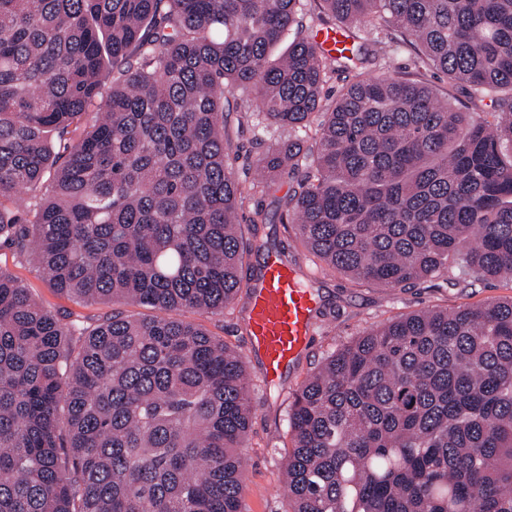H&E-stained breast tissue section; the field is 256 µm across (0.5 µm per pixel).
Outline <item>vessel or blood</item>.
<instances>
[{"label":"vessel or blood","mask_w":512,"mask_h":512,"mask_svg":"<svg viewBox=\"0 0 512 512\" xmlns=\"http://www.w3.org/2000/svg\"><path fill=\"white\" fill-rule=\"evenodd\" d=\"M250 292V349L260 355L266 379L277 383L309 343L316 300L298 274L274 256Z\"/></svg>","instance_id":"vessel-or-blood-1"}]
</instances>
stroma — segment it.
I'll list each match as a JSON object with an SVG mask.
<instances>
[{
    "instance_id": "stroma-1",
    "label": "stroma",
    "mask_w": 512,
    "mask_h": 512,
    "mask_svg": "<svg viewBox=\"0 0 512 512\" xmlns=\"http://www.w3.org/2000/svg\"><path fill=\"white\" fill-rule=\"evenodd\" d=\"M367 75H396L424 80L441 97L461 112L487 115L491 101H476L468 87L449 84L442 74L427 70L413 49L397 48L389 62L371 66ZM256 94L229 97L227 129L231 142L248 163L236 164L235 177L243 189L239 209L241 232L246 243L240 271L245 288L234 304L215 312L192 309L176 311L178 319L201 325L241 357L251 380V422L245 454L243 512H291L292 504L283 492V469L291 448L288 406L293 392L332 351L380 323L423 308L455 309L478 305L492 299L512 298V284L461 282L457 272L405 288H388L328 268L305 247L296 225L286 223V203L293 186L291 173H281L272 188L260 190L254 183L268 148L287 140L286 130L264 127ZM284 255L317 299V314L309 345L299 362L288 370L283 383L268 382L260 358L249 348L245 322L248 285L261 274L271 255ZM0 269L16 277L31 298L64 320L88 323L111 312L108 302L84 301L57 293L43 277L32 256H17L14 249L0 244Z\"/></svg>"
}]
</instances>
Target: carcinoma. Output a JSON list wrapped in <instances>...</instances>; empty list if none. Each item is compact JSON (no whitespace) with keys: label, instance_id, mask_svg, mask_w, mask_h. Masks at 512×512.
I'll use <instances>...</instances> for the list:
<instances>
[{"label":"carcinoma","instance_id":"obj_1","mask_svg":"<svg viewBox=\"0 0 512 512\" xmlns=\"http://www.w3.org/2000/svg\"><path fill=\"white\" fill-rule=\"evenodd\" d=\"M297 2L0 0V242L64 294L156 311L65 322L0 270V512H242L243 361L170 316L241 290L236 91L288 129L266 169L304 168L288 220L329 267L512 281V0H321L376 34L369 59L303 35ZM390 32L496 94L493 120L397 76L329 99L328 73L385 59ZM288 422L293 512H512V299L366 332Z\"/></svg>","mask_w":512,"mask_h":512}]
</instances>
